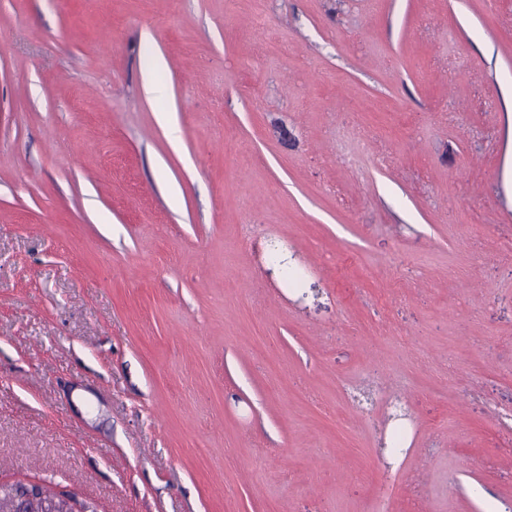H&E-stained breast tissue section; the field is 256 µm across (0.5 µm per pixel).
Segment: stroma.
I'll list each match as a JSON object with an SVG mask.
<instances>
[{"mask_svg":"<svg viewBox=\"0 0 512 512\" xmlns=\"http://www.w3.org/2000/svg\"><path fill=\"white\" fill-rule=\"evenodd\" d=\"M17 482L507 512L512 0H0Z\"/></svg>","mask_w":512,"mask_h":512,"instance_id":"1","label":"stroma"}]
</instances>
